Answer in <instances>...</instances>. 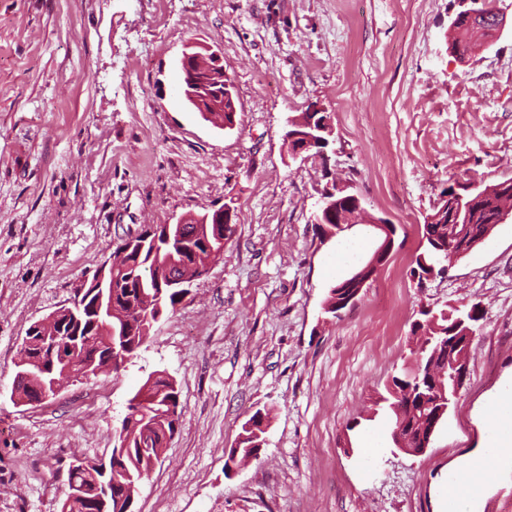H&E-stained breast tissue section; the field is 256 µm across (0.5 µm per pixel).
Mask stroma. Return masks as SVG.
<instances>
[{
	"label": "stroma",
	"mask_w": 512,
	"mask_h": 512,
	"mask_svg": "<svg viewBox=\"0 0 512 512\" xmlns=\"http://www.w3.org/2000/svg\"><path fill=\"white\" fill-rule=\"evenodd\" d=\"M470 58L457 0H0V512H58L76 458H109L155 371L181 417L135 512H438L449 464L477 452L475 406L512 374V220L445 275L410 270L444 191L512 180V0ZM200 42L236 88V127L185 101ZM330 113L327 159H292L289 118ZM350 184L397 228L340 317L328 292L370 251L309 219ZM233 202L220 259L120 372L45 403L10 397L27 328L69 303L121 238ZM481 302L460 397L422 454L395 448L386 402L422 307ZM268 414L256 459L224 464ZM373 448L361 442L371 434ZM267 413H262L260 410L256 411L242 426V432L239 434L236 448H230L227 454L225 467H229V462L234 461L235 455L241 459L250 452V449L259 450L262 435L265 431L262 429L263 422L265 421Z\"/></svg>",
	"instance_id": "obj_1"
}]
</instances>
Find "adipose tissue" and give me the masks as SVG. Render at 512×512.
I'll list each match as a JSON object with an SVG mask.
<instances>
[{
    "label": "adipose tissue",
    "mask_w": 512,
    "mask_h": 512,
    "mask_svg": "<svg viewBox=\"0 0 512 512\" xmlns=\"http://www.w3.org/2000/svg\"><path fill=\"white\" fill-rule=\"evenodd\" d=\"M478 420L486 441L477 455L449 468L441 512H482L489 470L512 474V385L485 400Z\"/></svg>",
    "instance_id": "ef3b65f1"
}]
</instances>
